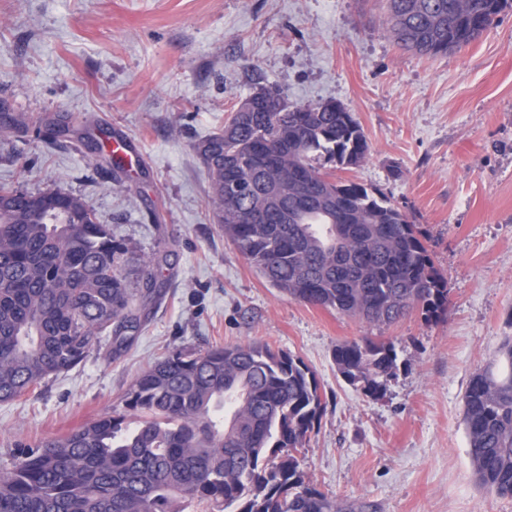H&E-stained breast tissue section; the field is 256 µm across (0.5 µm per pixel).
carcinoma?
<instances>
[{
	"mask_svg": "<svg viewBox=\"0 0 512 512\" xmlns=\"http://www.w3.org/2000/svg\"><path fill=\"white\" fill-rule=\"evenodd\" d=\"M387 29L404 51L446 55L480 39L512 0H385ZM194 145L210 179L214 223L271 286L369 323L411 310L424 321L448 306V281L416 225L384 194L336 171L369 144L341 103L298 105L278 91L250 95ZM125 248L84 200L59 189L0 186V401L17 399L82 363L103 338L117 355L163 296L155 252L140 287L121 273ZM392 345H336L341 376L378 399L396 367ZM499 366L470 379L464 422L474 474L512 498V336ZM125 408L22 451L0 475V512H177L179 499L237 512H373L341 506L306 480L297 454L324 409L314 372L268 345L214 346L157 361Z\"/></svg>",
	"mask_w": 512,
	"mask_h": 512,
	"instance_id": "1",
	"label": "carcinoma"
}]
</instances>
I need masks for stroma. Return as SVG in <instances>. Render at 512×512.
I'll return each instance as SVG.
<instances>
[{"label": "stroma", "mask_w": 512, "mask_h": 512, "mask_svg": "<svg viewBox=\"0 0 512 512\" xmlns=\"http://www.w3.org/2000/svg\"><path fill=\"white\" fill-rule=\"evenodd\" d=\"M262 87L342 103L370 146L345 178L418 224L448 280L439 321L376 325L270 286L210 213L193 146ZM0 184L61 189L123 243L129 286L165 251L164 298L121 355L109 342L35 391L0 402V473L18 445L123 412L138 376L176 352L257 340L315 373L324 411L298 462L337 502L375 512H512L481 489L463 393L512 335V11L436 58L401 50L382 0H0ZM106 130L142 152L137 174L94 158ZM392 344L379 399L338 373L339 343Z\"/></svg>", "instance_id": "stroma-1"}]
</instances>
